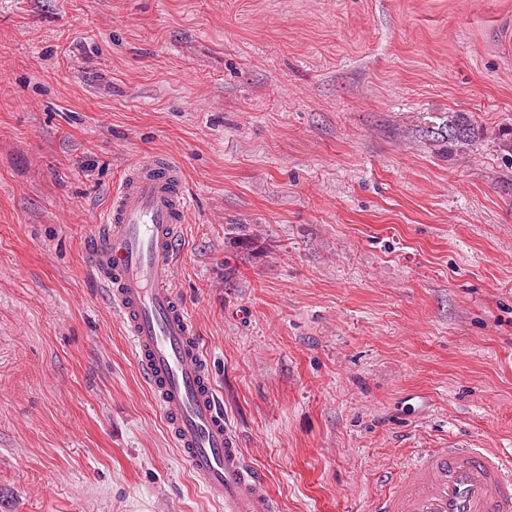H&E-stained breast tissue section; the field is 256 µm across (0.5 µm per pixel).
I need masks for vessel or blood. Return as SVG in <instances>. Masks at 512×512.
I'll return each instance as SVG.
<instances>
[{"instance_id":"obj_1","label":"vessel or blood","mask_w":512,"mask_h":512,"mask_svg":"<svg viewBox=\"0 0 512 512\" xmlns=\"http://www.w3.org/2000/svg\"><path fill=\"white\" fill-rule=\"evenodd\" d=\"M189 197L181 166H127L84 243L89 269L130 336L178 453L224 512H276L267 476L224 418L197 325L174 290ZM373 512H512V457L456 436L385 473Z\"/></svg>"}]
</instances>
